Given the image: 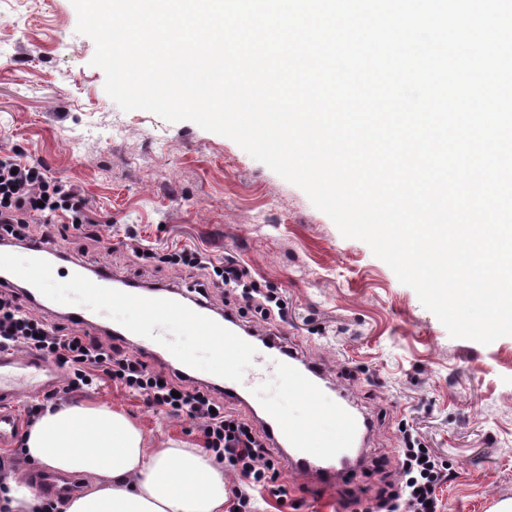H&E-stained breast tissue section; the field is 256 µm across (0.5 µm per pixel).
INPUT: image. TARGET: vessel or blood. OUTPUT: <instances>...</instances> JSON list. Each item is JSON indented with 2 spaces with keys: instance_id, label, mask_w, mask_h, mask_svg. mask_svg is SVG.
Listing matches in <instances>:
<instances>
[{
  "instance_id": "1",
  "label": "vessel or blood",
  "mask_w": 512,
  "mask_h": 512,
  "mask_svg": "<svg viewBox=\"0 0 512 512\" xmlns=\"http://www.w3.org/2000/svg\"><path fill=\"white\" fill-rule=\"evenodd\" d=\"M57 273L56 263L47 247H39L27 263L18 265L0 260V286L10 288L14 283L28 284L30 293L49 287ZM69 277L82 295L91 296L101 305L122 303L146 311L151 324L162 326L170 321H181L204 336L207 345L223 353L225 360L224 391L226 397L237 398L236 388L240 369L237 356L254 353L252 343L232 328L229 321L206 315L204 308L191 306L179 298L158 290H144L128 283L116 294H108L112 280L109 269L100 267L92 273L72 270ZM277 373L285 379L289 394L304 397L306 402H317L323 392L324 376L313 367L301 364L294 357L280 355L275 360ZM59 381L57 369L39 352L0 350V445L9 444L19 428V420L12 408L22 395L55 387ZM334 415L340 423L336 435L318 433L309 423L288 418L279 404H267L263 424L270 433L274 446L285 449L286 460L296 473L311 477L323 487H332L354 467L348 452L354 447L363 426L362 419L347 402H337Z\"/></svg>"
}]
</instances>
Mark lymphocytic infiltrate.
Masks as SVG:
<instances>
[{
    "label": "lymphocytic infiltrate",
    "instance_id": "f902f5d3",
    "mask_svg": "<svg viewBox=\"0 0 512 512\" xmlns=\"http://www.w3.org/2000/svg\"><path fill=\"white\" fill-rule=\"evenodd\" d=\"M64 219L82 229L86 238H96L97 222L90 217L84 197L49 180L40 163L22 161L17 155H0V226L5 227L6 238L27 242L32 225L46 227ZM173 259L202 271L214 287L239 289L242 302L262 320L286 314L287 304L278 293L246 282L245 271L234 263L214 266L204 253L193 248L179 250ZM2 346L35 350L65 367L63 392L89 385L101 372L123 388L145 396L151 406L195 419L205 449L224 458L242 477L241 486L232 491L233 512H251L253 492L270 488L281 475L269 435L226 410L210 389L197 387L179 374L148 369L145 363L123 355L100 337L35 317L11 288L0 289ZM399 460L403 477L400 491L380 503L381 512H438L442 464L411 432L404 436Z\"/></svg>",
    "mask_w": 512,
    "mask_h": 512
}]
</instances>
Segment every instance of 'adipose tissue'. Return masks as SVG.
<instances>
[{"label": "adipose tissue", "mask_w": 512, "mask_h": 512, "mask_svg": "<svg viewBox=\"0 0 512 512\" xmlns=\"http://www.w3.org/2000/svg\"><path fill=\"white\" fill-rule=\"evenodd\" d=\"M25 467L0 476V506L42 512L28 468L77 474L63 512H224V472L200 452L148 447L143 432L106 406L46 410L23 436Z\"/></svg>", "instance_id": "obj_1"}]
</instances>
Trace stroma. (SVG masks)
Listing matches in <instances>:
<instances>
[{"label": "stroma", "mask_w": 512, "mask_h": 512, "mask_svg": "<svg viewBox=\"0 0 512 512\" xmlns=\"http://www.w3.org/2000/svg\"><path fill=\"white\" fill-rule=\"evenodd\" d=\"M77 21L71 0H0V153L42 163L48 177L87 200L99 222L96 243L72 225L52 226L67 252L62 268L81 260L119 278L187 290L200 274L169 263V254L191 247L214 265L233 261L288 301L277 326L251 312L240 326L276 334L323 369L331 388L319 401V431L335 433L331 409L340 393L371 421L365 464L333 493L286 468L287 498L261 491L253 512H369L397 488L406 427L450 471L437 490L443 512H495L512 500V336L487 345L451 337L365 242L344 238L302 189L235 141L190 121L123 111L107 95L105 74L91 63L95 43L77 33ZM116 126L121 136H113ZM131 231L153 258L132 256ZM88 317L121 334L120 349L149 367L186 372L201 387L224 382L223 356L181 323H169L159 343L131 336L134 312L92 308ZM68 399L123 410L150 447L171 439L204 446L196 421L148 406L109 378ZM274 399L289 416L308 419V408L289 400L272 376L225 405L259 412Z\"/></svg>", "instance_id": "35a3bbf8"}]
</instances>
